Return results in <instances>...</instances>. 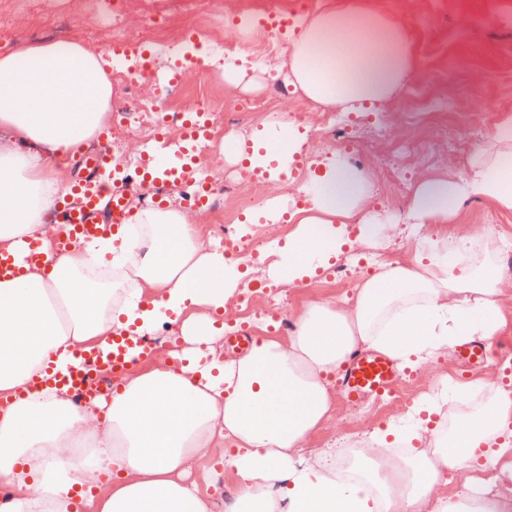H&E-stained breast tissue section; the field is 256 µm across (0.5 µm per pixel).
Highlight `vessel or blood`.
<instances>
[{"instance_id":"obj_1","label":"vessel or blood","mask_w":512,"mask_h":512,"mask_svg":"<svg viewBox=\"0 0 512 512\" xmlns=\"http://www.w3.org/2000/svg\"><path fill=\"white\" fill-rule=\"evenodd\" d=\"M210 127L203 114L195 113L183 122L180 140L163 157L147 156L138 166L140 176H161L162 180H180L191 167L192 155L208 137ZM107 159L101 155L89 157L86 161L87 176L76 188L77 200L55 210L57 227V247L65 249L73 238L92 240L112 232L126 214V199L122 192H113L109 201H102L96 185L100 170ZM46 255L39 244L32 243L26 249L23 260L14 256H0V278H14L20 275L24 265H45ZM130 340L115 339L108 354L89 352L83 354L80 366L71 370L69 376L59 377L47 374L41 383L45 386L61 384L67 386L79 400H87L103 395V388L94 386L85 379V369L102 361L113 369L122 370L128 365L126 360ZM399 367L394 359L376 350L353 351L340 371L338 381L341 392L349 401L356 402L372 395L390 392L399 379Z\"/></svg>"}]
</instances>
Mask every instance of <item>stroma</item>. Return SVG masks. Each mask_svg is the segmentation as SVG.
Listing matches in <instances>:
<instances>
[{
	"instance_id": "35a3bbf8",
	"label": "stroma",
	"mask_w": 512,
	"mask_h": 512,
	"mask_svg": "<svg viewBox=\"0 0 512 512\" xmlns=\"http://www.w3.org/2000/svg\"><path fill=\"white\" fill-rule=\"evenodd\" d=\"M372 8L401 22L408 34L415 64L398 96L388 104L358 113L348 119L352 125H370L387 129L385 145L351 140L336 146L333 138L322 131L321 113L312 111L302 96H294L293 109L303 115L292 130L301 141L300 151L290 165L289 187L319 173L323 162L338 153L349 156L359 152L367 169V209L378 223L397 222L406 225L408 202L414 185L421 179L460 175L465 157L485 144L493 135L503 114H512V0H366ZM155 75L173 70L185 73L184 106L192 108L198 89L211 98L218 125L226 132L244 136L278 125L283 119L278 112H237L235 103L262 99L274 88L284 85L275 71H263L262 61L249 59L244 69L246 82L232 85L224 79V71L203 65L192 56L188 41H181L177 51L149 55ZM492 99L494 111L476 106L477 99ZM109 139L114 158L113 170L120 174L117 182L129 201L148 206L158 196L175 197L182 187L140 188L134 185L137 158L128 151L130 143H148L153 151L165 149L160 137L147 131L111 122L103 131ZM219 140L208 143L201 152L199 169L207 182H222L233 192L244 193L261 187L265 197H272V184L258 173L228 162H212L211 153ZM486 230L492 236L507 240L499 264L512 279V213L499 211L483 200L467 201L459 211L455 224L449 225L453 235H468ZM360 261L341 258L338 266L344 277L328 273L302 289H281V308L288 318H295L307 303L318 299H348L359 277L368 270L372 249H365ZM436 377L421 374L404 375L395 393L398 408L407 411L415 401L430 397L435 388L454 387L487 378L486 367L468 369L458 360L436 361ZM383 400L371 397L359 404L337 399L335 408L323 428L312 438L310 450L332 445L342 436L369 433L386 427Z\"/></svg>"
}]
</instances>
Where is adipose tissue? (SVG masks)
I'll return each mask as SVG.
<instances>
[{"label": "adipose tissue", "mask_w": 512, "mask_h": 512, "mask_svg": "<svg viewBox=\"0 0 512 512\" xmlns=\"http://www.w3.org/2000/svg\"><path fill=\"white\" fill-rule=\"evenodd\" d=\"M282 65L314 108L350 112L390 102L412 57L402 24L352 0L304 18ZM115 98L102 53L80 39L0 53V252L37 242L48 258L0 281V487L9 492L0 512H212L188 473L220 447L236 484L224 512H512V499L483 489L487 461L512 469V391L491 379L472 411L461 412L456 389L415 402L410 427L359 436L358 476L337 477L335 452L303 456L338 398L328 377L351 351L375 349L429 375L435 356L506 328L512 280L495 239L459 241L446 226L469 199L512 212V116L459 177L417 184L408 212L425 233L411 257L381 263L346 302H309L288 339L255 337L228 360L214 315L231 312L244 274L203 242L198 213L173 200L135 206L114 233L54 251L42 215L72 190L54 171L110 124ZM221 151L272 180L293 154L268 132L249 149L225 135ZM300 190L307 207L289 210L278 196L262 214L269 231L292 225L267 267L277 285L306 287L344 249L398 231L366 222L345 241L341 226L364 203L366 181L344 158ZM165 325L183 340L180 361L132 355L110 398L78 406L66 388L32 386L67 374L81 352L105 354L113 338ZM454 471L467 472L468 494L444 495Z\"/></svg>", "instance_id": "1"}]
</instances>
